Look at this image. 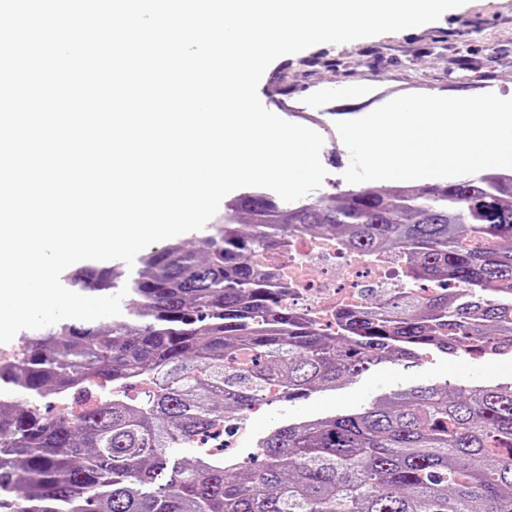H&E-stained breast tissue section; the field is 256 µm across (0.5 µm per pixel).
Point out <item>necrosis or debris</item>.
I'll return each mask as SVG.
<instances>
[{
	"label": "necrosis or debris",
	"instance_id": "4bbe7bcc",
	"mask_svg": "<svg viewBox=\"0 0 512 512\" xmlns=\"http://www.w3.org/2000/svg\"><path fill=\"white\" fill-rule=\"evenodd\" d=\"M259 261L272 270L289 305L324 322L332 321L338 308L362 306L367 293L387 294L406 283L398 254L364 257L327 237L290 238Z\"/></svg>",
	"mask_w": 512,
	"mask_h": 512
}]
</instances>
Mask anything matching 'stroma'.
Returning <instances> with one entry per match:
<instances>
[{
    "instance_id": "35a3bbf8",
    "label": "stroma",
    "mask_w": 512,
    "mask_h": 512,
    "mask_svg": "<svg viewBox=\"0 0 512 512\" xmlns=\"http://www.w3.org/2000/svg\"><path fill=\"white\" fill-rule=\"evenodd\" d=\"M354 85L356 98L325 100L327 88ZM512 98V0H467L437 21L344 44L322 43L273 61L259 86L260 100L276 104L289 122L317 117L315 131L364 117L409 93ZM512 383V356L474 361L439 354L412 366L387 362L333 389L292 403L280 402L238 424L241 444H256L288 422L362 411L370 396L408 387Z\"/></svg>"
}]
</instances>
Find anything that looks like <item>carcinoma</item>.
I'll use <instances>...</instances> for the list:
<instances>
[{"mask_svg": "<svg viewBox=\"0 0 512 512\" xmlns=\"http://www.w3.org/2000/svg\"><path fill=\"white\" fill-rule=\"evenodd\" d=\"M299 233L400 251L414 290L340 308L322 328L255 264ZM422 281L445 293L420 294ZM68 283L128 294L112 321L30 330L0 361V512H512V385L414 387L277 428L252 457L200 452L226 415L384 361L512 354V176L350 186L287 206L247 190L194 244L150 251L133 272L85 266ZM148 377L129 402L42 408Z\"/></svg>", "mask_w": 512, "mask_h": 512, "instance_id": "cac0c4a2", "label": "carcinoma"}]
</instances>
